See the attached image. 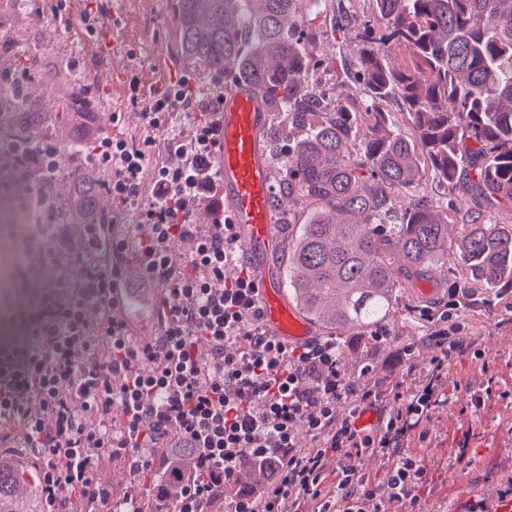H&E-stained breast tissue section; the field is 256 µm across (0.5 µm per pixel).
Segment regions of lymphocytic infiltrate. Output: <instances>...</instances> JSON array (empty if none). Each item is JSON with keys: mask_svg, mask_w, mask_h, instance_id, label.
<instances>
[{"mask_svg": "<svg viewBox=\"0 0 512 512\" xmlns=\"http://www.w3.org/2000/svg\"><path fill=\"white\" fill-rule=\"evenodd\" d=\"M191 91L188 77L173 81L146 110L148 126L191 107ZM216 130L214 116L200 120L190 143L171 139L174 161L154 167L146 147L124 137L105 132L92 141L112 173L113 200L140 207L133 248L113 238L108 224L57 223L43 184L34 185L27 205L39 221L15 225L14 234L62 276L34 311L21 314L27 344L0 354V421L41 459L52 512H101L112 500L99 477L102 462L145 473L160 448L173 458L192 454L205 475L171 501L163 480L151 479L163 512H206L224 487L235 490L231 512H383L384 502L410 497L423 477L404 456V439L427 417L440 372L459 346L439 331L429 382L376 425L360 430L352 418L337 420L342 397L358 415L377 396L347 378L335 337L292 347L268 336L233 225L220 217L202 231L189 221L192 202L217 188ZM175 236L195 238L189 258L170 254ZM137 285L162 290L161 332L152 342L136 339L130 322L113 315ZM34 400L36 414L28 409ZM116 402L125 408L117 425ZM300 423L313 449L296 446ZM365 453L387 462L381 486L369 485L351 463ZM248 464L259 467L262 489L239 488ZM330 477L336 489L327 494Z\"/></svg>", "mask_w": 512, "mask_h": 512, "instance_id": "f902f5d3", "label": "lymphocytic infiltrate"}]
</instances>
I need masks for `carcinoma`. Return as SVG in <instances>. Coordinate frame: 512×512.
<instances>
[{"mask_svg":"<svg viewBox=\"0 0 512 512\" xmlns=\"http://www.w3.org/2000/svg\"><path fill=\"white\" fill-rule=\"evenodd\" d=\"M299 0H173L175 47L211 75L257 87L287 128L279 194L311 208L288 254V284L300 309L338 334L384 322L400 280L438 281L455 259L483 285L512 283V224L471 212L448 237L450 214L424 195L401 192L424 166L453 189L512 203V0H372L353 78L363 101L336 103L309 84L315 39L298 25ZM397 49L410 62L394 63ZM400 100L413 133H394L384 107ZM78 94L44 114L0 112V143L57 154L79 124ZM16 183L32 172L0 162ZM89 164L62 156L51 187L65 186L63 219L79 218ZM41 480L0 456V512H45Z\"/></svg>","mask_w":512,"mask_h":512,"instance_id":"obj_1","label":"carcinoma"}]
</instances>
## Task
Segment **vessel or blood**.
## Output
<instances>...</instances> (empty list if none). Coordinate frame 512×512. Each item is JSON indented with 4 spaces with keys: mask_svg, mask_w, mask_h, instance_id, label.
Segmentation results:
<instances>
[{
    "mask_svg": "<svg viewBox=\"0 0 512 512\" xmlns=\"http://www.w3.org/2000/svg\"><path fill=\"white\" fill-rule=\"evenodd\" d=\"M216 120L217 206L235 226L242 261L257 289L263 324L268 334L285 343L309 341L314 328L288 300L271 262L280 239L275 229L274 172L265 141L270 112L255 86L238 83L222 94Z\"/></svg>",
    "mask_w": 512,
    "mask_h": 512,
    "instance_id": "vessel-or-blood-1",
    "label": "vessel or blood"
}]
</instances>
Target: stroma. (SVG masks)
Masks as SVG:
<instances>
[{
  "mask_svg": "<svg viewBox=\"0 0 512 512\" xmlns=\"http://www.w3.org/2000/svg\"><path fill=\"white\" fill-rule=\"evenodd\" d=\"M105 7L115 37L108 47L89 37L78 13H70L64 24L55 19L49 0H5L0 6V88L15 75L27 74L21 92L7 99L14 108L64 99L84 76H94V90L85 103L88 133L114 129L138 143L152 140L150 161L155 164L167 157L169 139L188 137L203 113L179 108L165 125L146 129L142 112L153 94L185 72L202 106L226 86L176 59L171 0H107ZM299 7L302 28L316 37L328 58L310 66V83L343 99L363 98L362 85L344 69L356 62L359 33L371 16L370 0H347L348 17L340 26L335 23L337 0H322L316 9L309 0H300ZM132 78L139 81L136 98L128 86ZM404 195L427 196L440 210L455 202L458 224L465 223L469 208L485 209L494 222L512 224V207L484 205L462 187L447 191L428 170ZM454 296L465 303L452 334L460 348L443 374L440 403L406 441V455L424 469L427 481L416 484V502L391 503L388 512H468L473 502L498 499L502 483L512 478L511 288L489 290L453 277L424 305L417 287L399 283L393 311L379 326L382 341H373L368 330L341 335L345 372L361 388L379 393L381 408L400 406L433 367L439 350L432 337ZM408 346L414 357L404 356Z\"/></svg>",
  "mask_w": 512,
  "mask_h": 512,
  "instance_id": "obj_1",
  "label": "stroma"
}]
</instances>
